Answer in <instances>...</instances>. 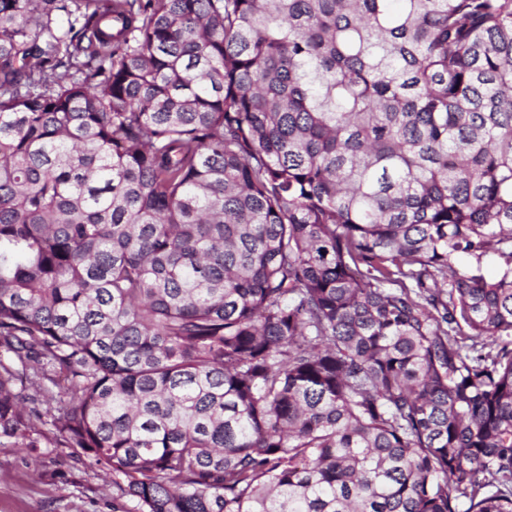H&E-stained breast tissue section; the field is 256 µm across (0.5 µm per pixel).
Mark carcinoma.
<instances>
[{"label": "carcinoma", "mask_w": 512, "mask_h": 512, "mask_svg": "<svg viewBox=\"0 0 512 512\" xmlns=\"http://www.w3.org/2000/svg\"><path fill=\"white\" fill-rule=\"evenodd\" d=\"M2 444L512 512V0H0Z\"/></svg>", "instance_id": "carcinoma-1"}]
</instances>
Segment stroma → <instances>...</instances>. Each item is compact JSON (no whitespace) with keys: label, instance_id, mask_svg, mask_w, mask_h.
<instances>
[{"label":"stroma","instance_id":"1","mask_svg":"<svg viewBox=\"0 0 512 512\" xmlns=\"http://www.w3.org/2000/svg\"><path fill=\"white\" fill-rule=\"evenodd\" d=\"M0 512H113L112 478L72 448L2 445Z\"/></svg>","mask_w":512,"mask_h":512}]
</instances>
